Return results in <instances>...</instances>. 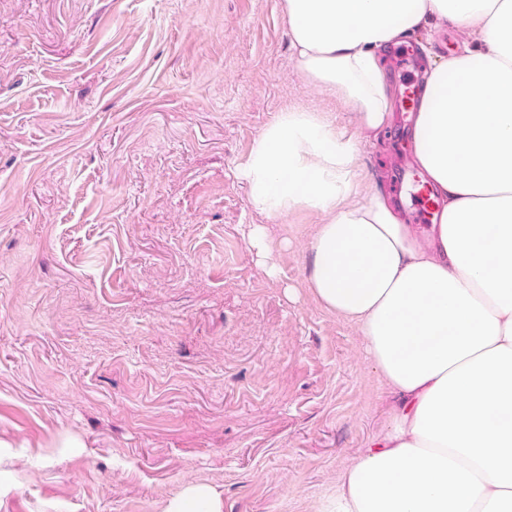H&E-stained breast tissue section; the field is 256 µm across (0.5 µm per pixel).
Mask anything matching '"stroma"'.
<instances>
[{"mask_svg":"<svg viewBox=\"0 0 512 512\" xmlns=\"http://www.w3.org/2000/svg\"><path fill=\"white\" fill-rule=\"evenodd\" d=\"M282 2L0 0V512H164L194 484L319 512L386 431L390 388L308 286L321 215L268 218L241 169L303 106L402 210L409 125L363 137L300 74Z\"/></svg>","mask_w":512,"mask_h":512,"instance_id":"stroma-1","label":"stroma"}]
</instances>
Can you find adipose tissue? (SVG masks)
I'll list each match as a JSON object with an SVG mask.
<instances>
[{
    "label": "adipose tissue",
    "mask_w": 512,
    "mask_h": 512,
    "mask_svg": "<svg viewBox=\"0 0 512 512\" xmlns=\"http://www.w3.org/2000/svg\"><path fill=\"white\" fill-rule=\"evenodd\" d=\"M297 66L360 128L387 125L378 55L448 24L475 44L434 67L413 119L416 161L443 207L406 224L357 192L359 142L297 106L242 169L275 219L319 212L309 286L355 324L399 396L387 431L346 468L321 512H512V0H284Z\"/></svg>",
    "instance_id": "obj_1"
}]
</instances>
